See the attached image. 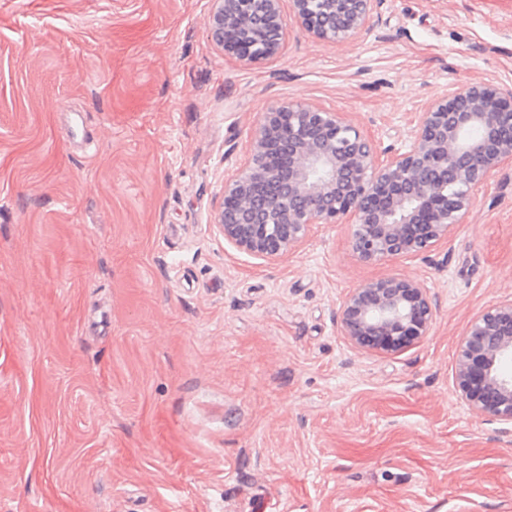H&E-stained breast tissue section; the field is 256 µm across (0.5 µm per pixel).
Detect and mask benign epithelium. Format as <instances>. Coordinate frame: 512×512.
<instances>
[{
    "label": "benign epithelium",
    "mask_w": 512,
    "mask_h": 512,
    "mask_svg": "<svg viewBox=\"0 0 512 512\" xmlns=\"http://www.w3.org/2000/svg\"><path fill=\"white\" fill-rule=\"evenodd\" d=\"M214 46L251 64L277 53L286 31L281 0H211ZM378 0H292L302 28L330 43L352 39ZM478 128L474 142L468 132ZM512 164V95L474 83L431 99L414 140L377 159L373 142L340 113L289 102L265 113L250 158L224 184L215 218L224 241L268 260L299 246L317 224H349L365 261L419 255L465 223L473 190ZM427 290L396 275L353 290L341 332L353 346L393 352L428 335ZM512 299L475 314L456 352L455 386L476 418L512 424Z\"/></svg>",
    "instance_id": "benign-epithelium-1"
}]
</instances>
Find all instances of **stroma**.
Segmentation results:
<instances>
[{
    "mask_svg": "<svg viewBox=\"0 0 512 512\" xmlns=\"http://www.w3.org/2000/svg\"><path fill=\"white\" fill-rule=\"evenodd\" d=\"M210 0H0V512H512V424L455 387L512 298V165L427 253L318 224L264 261L215 225L263 113L341 112L405 149L428 101L512 95V0H381L353 40L224 55ZM436 314L397 351L340 311L386 275Z\"/></svg>",
    "mask_w": 512,
    "mask_h": 512,
    "instance_id": "35a3bbf8",
    "label": "stroma"
}]
</instances>
